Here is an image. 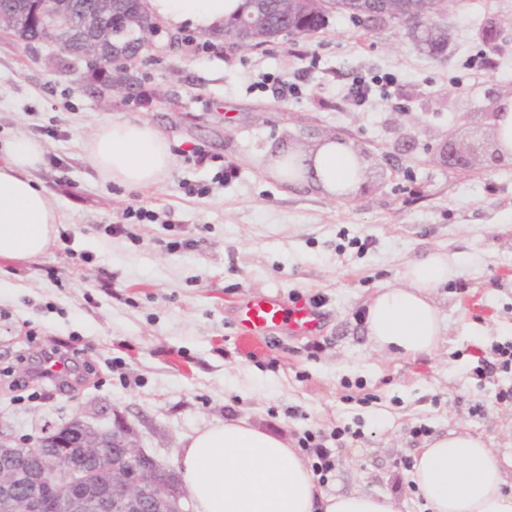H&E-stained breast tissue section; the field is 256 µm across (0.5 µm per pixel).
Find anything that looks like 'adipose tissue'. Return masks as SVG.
<instances>
[{
	"label": "adipose tissue",
	"mask_w": 512,
	"mask_h": 512,
	"mask_svg": "<svg viewBox=\"0 0 512 512\" xmlns=\"http://www.w3.org/2000/svg\"><path fill=\"white\" fill-rule=\"evenodd\" d=\"M149 14L170 29L218 32L242 13L244 0H146ZM100 177L134 189L158 184L173 168L162 131L141 119L101 123L86 146ZM45 162L43 144L25 134L0 140V257L36 260L63 219L31 174ZM266 172L280 183L320 187L334 198L355 195L362 178L358 153L329 138L305 150L284 142L266 153ZM455 259L432 251L408 263L398 285L378 288L365 324L376 350L417 356L438 349L448 328L435 302L455 279ZM512 451L459 428L427 441L415 454L411 481L431 512H512ZM181 475L196 512H399L393 498L367 491L331 494L307 461L277 435L228 419L191 437Z\"/></svg>",
	"instance_id": "obj_1"
}]
</instances>
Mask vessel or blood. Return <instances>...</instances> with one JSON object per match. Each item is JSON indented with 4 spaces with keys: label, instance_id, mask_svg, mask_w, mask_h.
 Returning <instances> with one entry per match:
<instances>
[{
    "label": "vessel or blood",
    "instance_id": "obj_1",
    "mask_svg": "<svg viewBox=\"0 0 512 512\" xmlns=\"http://www.w3.org/2000/svg\"><path fill=\"white\" fill-rule=\"evenodd\" d=\"M238 333L244 338L265 335L283 329L295 336H313L321 328L322 316L313 303L286 305L277 296L250 294L240 303L237 312Z\"/></svg>",
    "mask_w": 512,
    "mask_h": 512
}]
</instances>
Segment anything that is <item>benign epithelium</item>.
Returning a JSON list of instances; mask_svg holds the SVG:
<instances>
[{"label": "benign epithelium", "mask_w": 512, "mask_h": 512, "mask_svg": "<svg viewBox=\"0 0 512 512\" xmlns=\"http://www.w3.org/2000/svg\"><path fill=\"white\" fill-rule=\"evenodd\" d=\"M255 10L234 27L224 26L217 36L245 46L265 39L267 25L262 0H252ZM299 12L326 13L334 0H292ZM36 12L46 29L73 23L69 0H36ZM109 8L101 0L83 24L100 36L119 41L135 28L138 41H149L158 26L149 17L126 18L114 26L101 22ZM12 437L0 429V512H52L55 504L64 512H187V495L176 488L174 469L138 449L130 428L116 420L110 428H97L77 416L68 424L36 440L27 448L35 462L23 473L6 449ZM120 449L119 455L113 449ZM107 471V481L98 478Z\"/></svg>", "instance_id": "1"}]
</instances>
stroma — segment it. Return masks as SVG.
<instances>
[{"mask_svg": "<svg viewBox=\"0 0 512 512\" xmlns=\"http://www.w3.org/2000/svg\"><path fill=\"white\" fill-rule=\"evenodd\" d=\"M434 23L447 37L439 56L401 21L359 27L336 12L316 34L247 48L162 28L134 64L113 62L135 92L109 98L86 65L66 76L52 43L27 48L0 27V136L44 144L33 177L63 216L42 258L0 257V429L25 447L77 415L96 427L119 417L176 469L192 436L230 418L291 448L341 427L321 485L390 496L400 512H430L404 467L425 442L414 427L512 445V402L497 397L512 373L472 375L478 357L512 342V158L461 170L445 156L451 142L496 147L489 114L512 96V0H458ZM485 53L495 71L474 66ZM380 75L393 81L388 98L348 99L353 79ZM282 76L300 97L273 98ZM123 117L152 122L172 145L176 163L154 187L103 181L85 158L98 126ZM328 137L363 160L352 198L266 175L268 147ZM139 208L155 221L125 219ZM431 250L459 261L437 296L449 332L434 352L383 356L366 303ZM249 292L315 302L320 334L243 340L236 306ZM464 320L474 334H459ZM52 345L74 373L35 380L28 360Z\"/></svg>", "mask_w": 512, "mask_h": 512, "instance_id": "stroma-1", "label": "stroma"}]
</instances>
